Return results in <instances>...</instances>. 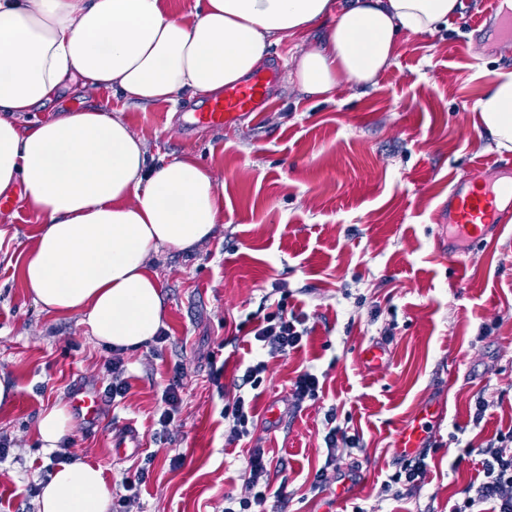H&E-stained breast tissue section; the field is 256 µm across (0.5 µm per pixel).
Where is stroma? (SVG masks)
Wrapping results in <instances>:
<instances>
[{"label":"stroma","mask_w":512,"mask_h":512,"mask_svg":"<svg viewBox=\"0 0 512 512\" xmlns=\"http://www.w3.org/2000/svg\"><path fill=\"white\" fill-rule=\"evenodd\" d=\"M488 11L487 0H460L447 25L403 38L376 85H339L330 104L287 80L288 57L320 38L318 29L272 48L263 68L271 76L267 105L230 125L190 128L192 102L174 110L113 100L151 156L194 157L224 183V222L214 236L152 262L167 341L125 353L130 389L119 405L104 402L99 426L72 419V459L100 468L113 495H122L124 473L152 457L127 512H223L225 496L245 490L251 447L272 458L270 512H449L479 481V449L512 431V221L452 263L438 212L449 183L481 180L486 168L512 176V153L493 150L476 125L493 72L512 67V48H488L496 27ZM38 224L18 198L0 206V375L17 388L0 411V432L11 440L0 461V512H36L29 489L54 465L36 435L40 414L75 390L109 382L108 348L75 317L42 312L21 278L17 259ZM281 285L289 306L309 314L312 332L301 349L269 361L249 446L225 444L221 411L251 357L248 317L264 299H278ZM376 341L389 358L371 368L363 351ZM178 361L183 403L160 437L161 391ZM219 369L221 393L211 381ZM305 369L323 388L298 407L292 384ZM479 394L489 407L476 427L470 406ZM430 402L442 416L430 432L423 482L397 496L381 492L398 467V429ZM331 408L361 446L339 455L317 489ZM125 427L139 441L115 451L112 436ZM453 431L473 452L452 471Z\"/></svg>","instance_id":"35a3bbf8"}]
</instances>
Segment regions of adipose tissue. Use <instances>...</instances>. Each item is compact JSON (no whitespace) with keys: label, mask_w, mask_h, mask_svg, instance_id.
Wrapping results in <instances>:
<instances>
[{"label":"adipose tissue","mask_w":512,"mask_h":512,"mask_svg":"<svg viewBox=\"0 0 512 512\" xmlns=\"http://www.w3.org/2000/svg\"><path fill=\"white\" fill-rule=\"evenodd\" d=\"M459 0H0V197L19 194L40 227L21 276L41 311L76 315L95 342L140 348L164 325L160 249L208 241L224 221V190L190 158L154 161L110 104L48 119L58 91L141 105L223 95L259 70L273 46L325 36L288 62L300 91L332 101L340 83L376 84L400 33L447 22ZM476 110L497 151L512 152V70L493 74ZM72 433L58 403L37 434L53 452ZM38 512H110L100 469L74 460L50 473Z\"/></svg>","instance_id":"obj_1"}]
</instances>
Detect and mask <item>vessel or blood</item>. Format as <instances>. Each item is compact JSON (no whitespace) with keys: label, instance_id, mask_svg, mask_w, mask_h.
Segmentation results:
<instances>
[{"label":"vessel or blood","instance_id":"b4317fda","mask_svg":"<svg viewBox=\"0 0 512 512\" xmlns=\"http://www.w3.org/2000/svg\"><path fill=\"white\" fill-rule=\"evenodd\" d=\"M266 83L260 78L225 88L222 97L210 101L201 111L191 113L193 125L221 127L240 116L259 111L266 102ZM512 198V184L485 183L475 188L460 182L453 183L448 197V240L452 243L471 244L503 228L504 211L498 199ZM75 404L84 420L97 423L101 415V397L97 392L77 391ZM439 410L425 404L418 408L412 419L398 431L395 448L399 455L410 456L426 444L427 428L436 421Z\"/></svg>","mask_w":512,"mask_h":512}]
</instances>
